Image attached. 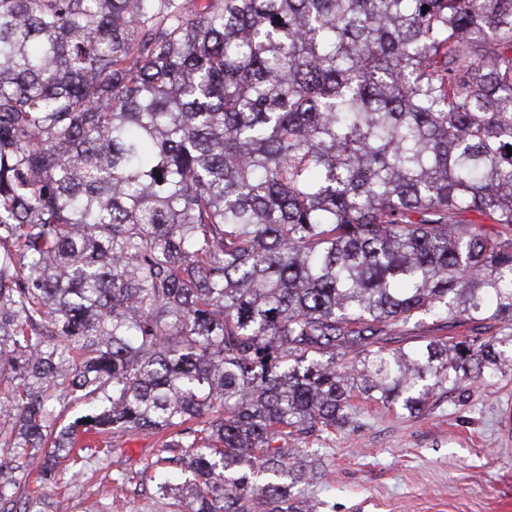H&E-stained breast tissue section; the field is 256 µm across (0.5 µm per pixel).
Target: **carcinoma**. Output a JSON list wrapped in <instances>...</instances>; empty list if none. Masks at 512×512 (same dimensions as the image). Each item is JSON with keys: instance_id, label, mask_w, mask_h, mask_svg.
I'll return each mask as SVG.
<instances>
[{"instance_id": "carcinoma-1", "label": "carcinoma", "mask_w": 512, "mask_h": 512, "mask_svg": "<svg viewBox=\"0 0 512 512\" xmlns=\"http://www.w3.org/2000/svg\"><path fill=\"white\" fill-rule=\"evenodd\" d=\"M508 146L512 0H0V502L157 430L160 498L309 512L279 442L512 369ZM499 330V325H493L491 328L473 327L472 325L446 327L443 323H435L428 319L421 322L415 318L405 326L398 328L387 345L389 347L414 348L429 340H439L442 343L447 341L451 344L461 340L462 336H468V340L478 339L481 341L483 338L495 335Z\"/></svg>"}]
</instances>
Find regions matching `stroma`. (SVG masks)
Wrapping results in <instances>:
<instances>
[{"instance_id":"1","label":"stroma","mask_w":512,"mask_h":512,"mask_svg":"<svg viewBox=\"0 0 512 512\" xmlns=\"http://www.w3.org/2000/svg\"><path fill=\"white\" fill-rule=\"evenodd\" d=\"M495 328L449 327L411 320L391 346L414 348L430 340L483 339ZM362 426L289 438L313 448L323 477L309 490L315 512H512V370L453 393L436 392L424 411L357 398ZM163 434L137 430L116 435L112 448L128 472L125 484L95 466L76 469L58 459L54 498L67 512L111 504L112 512H171L157 503L152 464Z\"/></svg>"}]
</instances>
